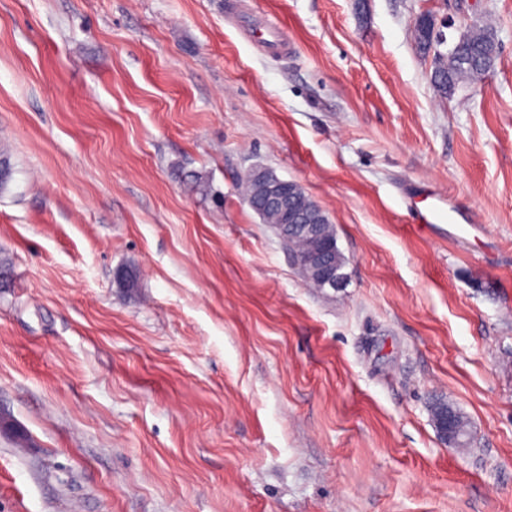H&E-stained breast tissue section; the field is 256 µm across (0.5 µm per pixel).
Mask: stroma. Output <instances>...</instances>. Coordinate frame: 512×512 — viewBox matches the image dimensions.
<instances>
[{
	"label": "stroma",
	"mask_w": 512,
	"mask_h": 512,
	"mask_svg": "<svg viewBox=\"0 0 512 512\" xmlns=\"http://www.w3.org/2000/svg\"><path fill=\"white\" fill-rule=\"evenodd\" d=\"M424 13L449 48L492 23L494 66L441 93ZM1 150L0 512H512V0H0ZM256 166L346 288L248 206ZM279 28V23L276 20H269L260 29L259 45L270 55H279L288 49V43L283 39ZM247 177L259 179L262 182V206L264 208L277 209L269 210L265 215L255 211L266 224H282L287 231L288 228H299L316 242L317 247L307 258L306 264L321 285L317 283L303 265L305 255L313 249L315 243L305 234L298 231H288V237H284L281 234L279 225H271L282 242L288 239V249H285L293 265L297 266L305 277L318 288H332L333 290L342 288L343 282L340 279H336V245L332 246L329 241L323 237L321 232L322 224H325L326 237L330 238V241L336 242L334 227L330 224L325 213L301 188L296 190L292 204L296 208L304 211L293 209L288 197V187L297 186V183L282 179L271 170L255 168L247 174ZM278 210L287 212L292 223L284 224L285 220L283 214ZM309 211H319L322 216V223L318 224L317 218L309 213ZM429 197L431 201L423 209L416 206L420 224H446L448 222V196L445 193H436ZM453 408L459 413L461 431H463L466 427L465 420L468 423V419L460 409L452 404L448 405L447 402H438L432 409V421L437 433L441 438L450 443H456L458 439L455 426L456 414Z\"/></svg>",
	"instance_id": "1"
}]
</instances>
